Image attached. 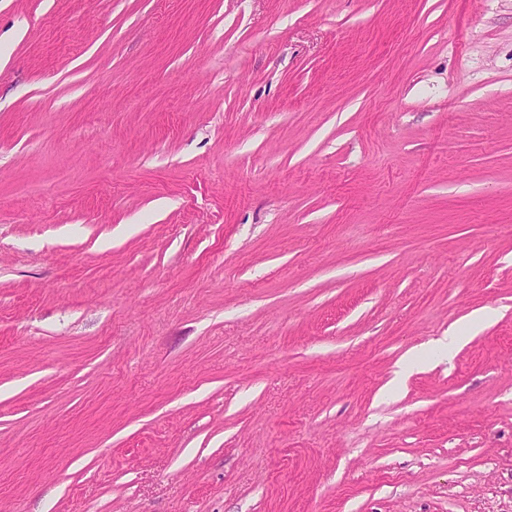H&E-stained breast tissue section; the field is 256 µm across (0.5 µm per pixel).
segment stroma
<instances>
[{
    "label": "stroma",
    "mask_w": 512,
    "mask_h": 512,
    "mask_svg": "<svg viewBox=\"0 0 512 512\" xmlns=\"http://www.w3.org/2000/svg\"><path fill=\"white\" fill-rule=\"evenodd\" d=\"M0 512H512V0H0Z\"/></svg>",
    "instance_id": "stroma-1"
}]
</instances>
